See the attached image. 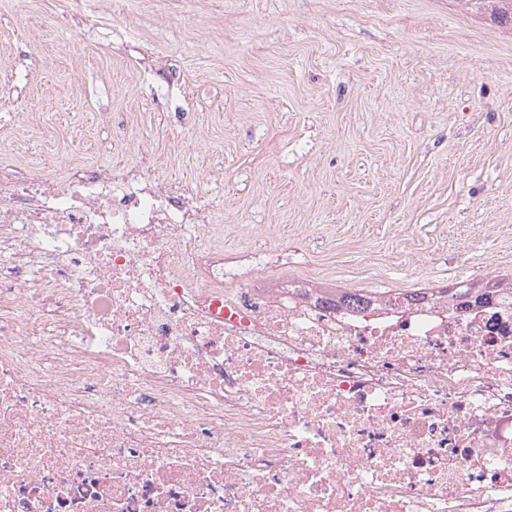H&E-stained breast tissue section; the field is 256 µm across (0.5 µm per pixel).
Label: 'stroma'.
Here are the masks:
<instances>
[{"label": "stroma", "instance_id": "1", "mask_svg": "<svg viewBox=\"0 0 512 512\" xmlns=\"http://www.w3.org/2000/svg\"><path fill=\"white\" fill-rule=\"evenodd\" d=\"M0 0V147L155 158L341 288L512 275V30L461 0Z\"/></svg>", "mask_w": 512, "mask_h": 512}]
</instances>
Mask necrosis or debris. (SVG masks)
Wrapping results in <instances>:
<instances>
[{
  "label": "necrosis or debris",
  "mask_w": 512,
  "mask_h": 512,
  "mask_svg": "<svg viewBox=\"0 0 512 512\" xmlns=\"http://www.w3.org/2000/svg\"><path fill=\"white\" fill-rule=\"evenodd\" d=\"M152 171L0 159V512H512V296L337 305Z\"/></svg>",
  "instance_id": "necrosis-or-debris-1"
}]
</instances>
